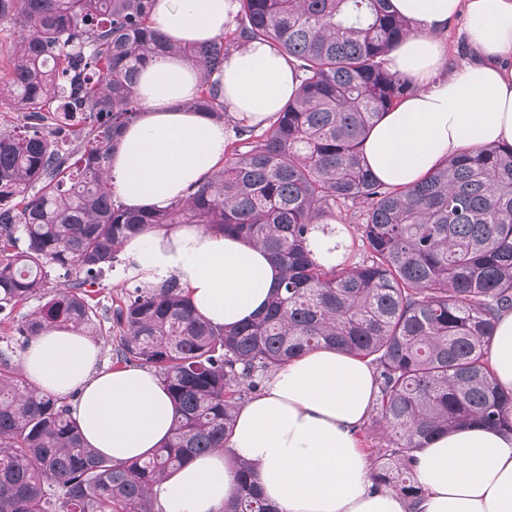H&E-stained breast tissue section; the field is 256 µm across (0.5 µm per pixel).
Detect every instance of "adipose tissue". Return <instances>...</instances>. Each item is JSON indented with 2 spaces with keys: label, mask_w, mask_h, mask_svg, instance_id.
<instances>
[{
  "label": "adipose tissue",
  "mask_w": 512,
  "mask_h": 512,
  "mask_svg": "<svg viewBox=\"0 0 512 512\" xmlns=\"http://www.w3.org/2000/svg\"><path fill=\"white\" fill-rule=\"evenodd\" d=\"M412 30L387 67L414 92L371 128L362 158L386 186L409 187L444 160L485 145H512V0H390ZM239 0H154L152 20L168 42L213 40L234 24ZM468 20L467 58L448 62L444 35ZM224 125L185 104L199 70L166 55L142 70L141 118L112 154L115 192L133 209H162L217 171L233 125L269 126L296 95L288 57L262 42L231 51L219 75ZM127 275L145 286L176 280L196 312L215 326L256 317L280 280L267 253L234 236L179 224L128 239ZM101 346L59 329L34 336L21 360L39 392L71 397L88 447L116 461L146 455L170 433L174 405L156 374L100 367ZM489 362L500 390L512 392V309H503ZM378 395L372 368L329 349L311 351L272 373L239 404L227 451L194 457L154 487L159 512H222L238 491L233 459L249 462L275 512H512V433L465 425L431 440L412 463L421 495L375 487L357 431Z\"/></svg>",
  "instance_id": "obj_1"
}]
</instances>
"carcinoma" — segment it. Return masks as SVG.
<instances>
[{
	"label": "carcinoma",
	"mask_w": 512,
	"mask_h": 512,
	"mask_svg": "<svg viewBox=\"0 0 512 512\" xmlns=\"http://www.w3.org/2000/svg\"><path fill=\"white\" fill-rule=\"evenodd\" d=\"M153 0H0L16 35L8 87L21 122L0 130V512H157L154 486L193 457L225 450L239 403L290 358L332 348L374 366L379 428L373 480L410 499L426 440L478 423L512 432L488 360L496 319L512 307V147L446 160L389 188L360 159L373 123L414 86L384 57L410 32L390 0H240L230 38L167 45ZM260 40L292 59L297 94L266 128L237 126L224 167L165 210L114 196L108 164L141 118L140 67L183 56L200 71L186 103L216 121L214 75L232 49ZM352 210L365 258L319 263L308 237ZM201 224L262 247L282 278L253 320L213 326L176 281L122 293L89 287L128 235ZM26 246H18L19 236ZM64 271L67 287L52 286ZM49 326L107 336L112 359L154 371L175 407L168 439L114 461L85 446L70 402L33 389L14 344ZM223 512H273L251 466Z\"/></svg>",
	"instance_id": "obj_1"
}]
</instances>
